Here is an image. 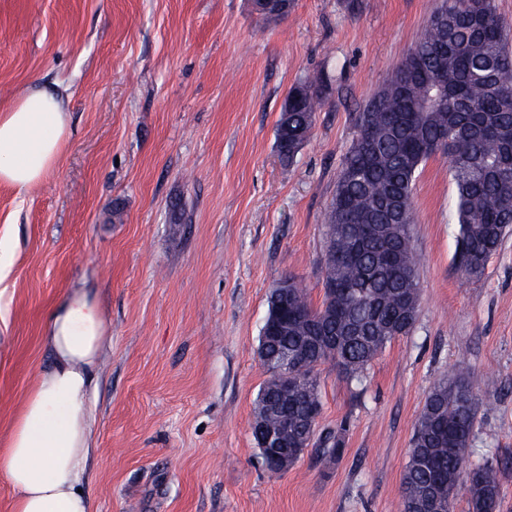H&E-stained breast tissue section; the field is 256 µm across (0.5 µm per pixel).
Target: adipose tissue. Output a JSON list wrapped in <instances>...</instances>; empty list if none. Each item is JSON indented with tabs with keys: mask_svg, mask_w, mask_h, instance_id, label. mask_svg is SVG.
Returning <instances> with one entry per match:
<instances>
[{
	"mask_svg": "<svg viewBox=\"0 0 512 512\" xmlns=\"http://www.w3.org/2000/svg\"><path fill=\"white\" fill-rule=\"evenodd\" d=\"M65 145V99L28 92L0 110V182L20 190L41 183ZM108 340L106 310L93 288H69L50 310L42 341L52 364L25 394L0 448L12 512H93L82 491L96 425L89 395Z\"/></svg>",
	"mask_w": 512,
	"mask_h": 512,
	"instance_id": "1",
	"label": "adipose tissue"
}]
</instances>
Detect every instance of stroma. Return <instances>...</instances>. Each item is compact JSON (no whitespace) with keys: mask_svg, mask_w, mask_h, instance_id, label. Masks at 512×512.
Masks as SVG:
<instances>
[{"mask_svg":"<svg viewBox=\"0 0 512 512\" xmlns=\"http://www.w3.org/2000/svg\"><path fill=\"white\" fill-rule=\"evenodd\" d=\"M435 6L294 0L268 23L250 0H0V108L54 91L70 130L41 184H0V448L51 362L46 316L82 282L111 335L89 398L93 512H398L414 423L460 372L478 399L472 461L498 466V512H512V236L482 278H461L441 154L414 189L411 332L362 381L320 366L318 427L288 470L270 473L251 433L269 297L291 276L321 303L325 214L358 114ZM320 73L312 133L284 162V100ZM330 433L344 452L326 462Z\"/></svg>","mask_w":512,"mask_h":512,"instance_id":"stroma-1","label":"stroma"}]
</instances>
